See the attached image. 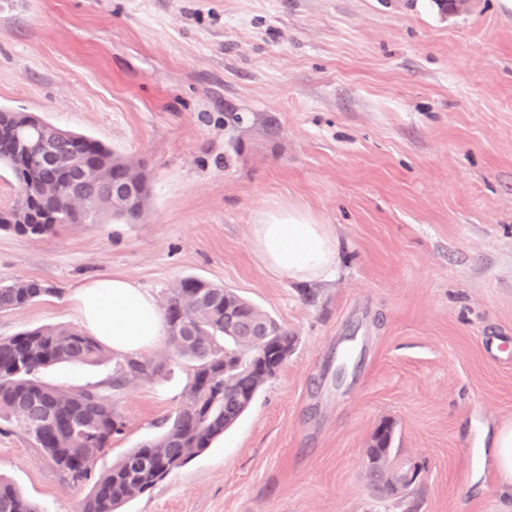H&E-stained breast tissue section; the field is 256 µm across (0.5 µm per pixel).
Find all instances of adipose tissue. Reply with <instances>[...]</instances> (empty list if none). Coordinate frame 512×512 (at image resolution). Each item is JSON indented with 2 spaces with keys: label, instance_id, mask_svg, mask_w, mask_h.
<instances>
[{
  "label": "adipose tissue",
  "instance_id": "1",
  "mask_svg": "<svg viewBox=\"0 0 512 512\" xmlns=\"http://www.w3.org/2000/svg\"><path fill=\"white\" fill-rule=\"evenodd\" d=\"M253 253L272 275L291 282L329 281L339 264L336 230L297 208L263 211L250 227ZM73 303L86 333L114 352L136 355L165 332L155 297L123 277L80 282Z\"/></svg>",
  "mask_w": 512,
  "mask_h": 512
}]
</instances>
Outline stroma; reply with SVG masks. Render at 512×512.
Instances as JSON below:
<instances>
[{"mask_svg":"<svg viewBox=\"0 0 512 512\" xmlns=\"http://www.w3.org/2000/svg\"><path fill=\"white\" fill-rule=\"evenodd\" d=\"M0 108L100 140L150 175L133 224L0 231V282L40 301L0 336L71 326L76 282L121 276L164 300L185 276L233 289L293 334L292 353L223 439L122 512H512L483 429L512 426V0H0ZM244 112L238 138L224 115ZM332 224L331 282L255 258L261 210ZM354 337L356 368L336 382ZM111 360L41 379L104 383ZM184 363L113 396L127 429L105 471L155 432ZM404 497L364 457L382 421ZM0 476L42 512H78L64 479L0 420Z\"/></svg>","mask_w":512,"mask_h":512,"instance_id":"1","label":"stroma"}]
</instances>
